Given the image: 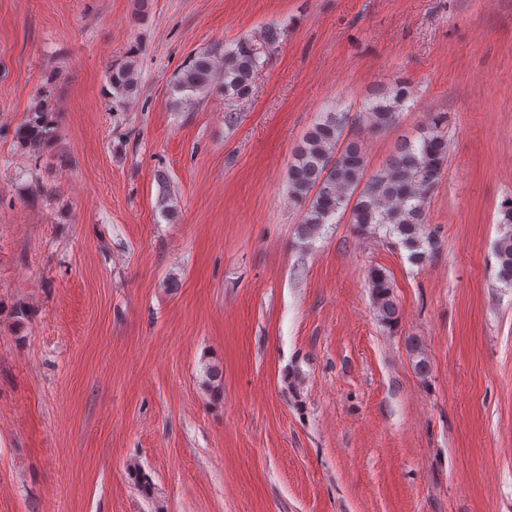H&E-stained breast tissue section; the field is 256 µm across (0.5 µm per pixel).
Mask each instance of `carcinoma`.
Instances as JSON below:
<instances>
[{"instance_id":"cac0c4a2","label":"carcinoma","mask_w":512,"mask_h":512,"mask_svg":"<svg viewBox=\"0 0 512 512\" xmlns=\"http://www.w3.org/2000/svg\"><path fill=\"white\" fill-rule=\"evenodd\" d=\"M265 52L243 37L233 46L200 52L183 65L173 80V90L191 101L208 93L222 76L220 88L227 99H247L253 92L256 73L268 63ZM137 49L108 72L112 109L123 111L140 92ZM410 95L402 80L376 91L362 105L363 119L373 132L396 125ZM55 112L41 99L27 113L18 131L21 145L36 153L55 135ZM347 114L333 108L322 113L307 132L288 172L290 199L304 208L299 236L308 240L331 223L338 213H349V223L361 236L380 230L398 238L408 251L409 262L426 265L440 251L438 234L427 225V203L448 166V113L435 112L418 136L400 142L386 163L367 174L363 141L346 132ZM499 224L505 227L495 246L497 280L512 287V198L501 203ZM368 286L379 320L386 326L399 321L400 309L387 272L372 267ZM415 371L425 376L430 364L418 343L410 342Z\"/></svg>"}]
</instances>
